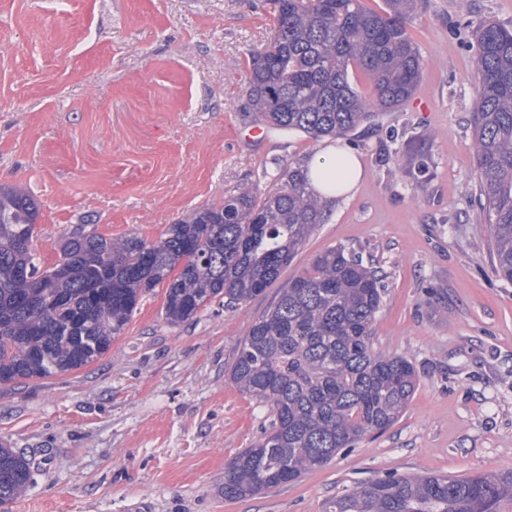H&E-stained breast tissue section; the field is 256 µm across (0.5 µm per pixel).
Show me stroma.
<instances>
[{"label":"stroma","instance_id":"obj_1","mask_svg":"<svg viewBox=\"0 0 512 512\" xmlns=\"http://www.w3.org/2000/svg\"><path fill=\"white\" fill-rule=\"evenodd\" d=\"M479 21L512 27V0H416L421 82L346 137L364 177L280 276L338 245L379 268L374 347L418 375L398 421L296 481L224 499L225 464L271 423L230 367L278 290L172 325L157 287L93 364L0 385V444L34 470L12 512H325L387 473L512 469V283L479 224L470 125ZM274 22L272 0H0V185L38 201L43 266L75 228L154 241L320 154L298 131L252 134L250 62Z\"/></svg>","mask_w":512,"mask_h":512}]
</instances>
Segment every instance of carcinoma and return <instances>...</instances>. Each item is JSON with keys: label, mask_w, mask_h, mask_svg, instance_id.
<instances>
[{"label": "carcinoma", "mask_w": 512, "mask_h": 512, "mask_svg": "<svg viewBox=\"0 0 512 512\" xmlns=\"http://www.w3.org/2000/svg\"><path fill=\"white\" fill-rule=\"evenodd\" d=\"M276 22L252 58L246 88L265 124L313 140L345 137L377 109L413 95L422 59L408 33L415 0H275ZM480 88L471 126L480 222L493 272L512 282V30L476 28ZM367 73L370 99L350 65ZM39 210L22 188L0 186V385L49 379L101 358L142 297L165 286L175 325L217 300L235 307L266 292L316 225L320 198L298 166L267 194L243 187L168 225L156 242L113 240L78 228L43 268L34 247ZM381 278L343 247L317 256L279 289L250 327L231 380L272 415L269 431L224 467V498L238 500L299 479L338 452L389 429L416 387L413 364L378 352L373 322ZM28 460L0 446V512L29 485ZM512 469L463 477L394 473L336 496L327 512H506Z\"/></svg>", "instance_id": "1"}]
</instances>
